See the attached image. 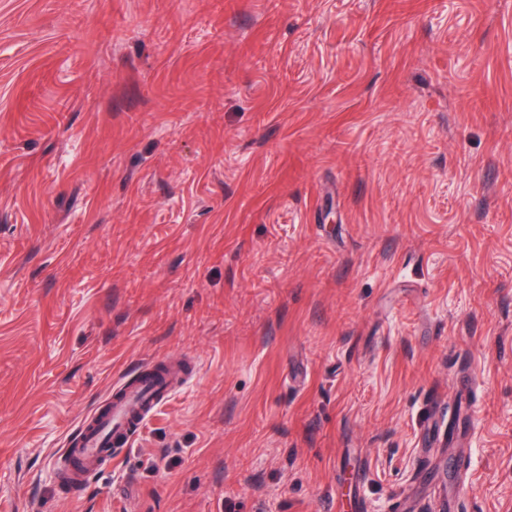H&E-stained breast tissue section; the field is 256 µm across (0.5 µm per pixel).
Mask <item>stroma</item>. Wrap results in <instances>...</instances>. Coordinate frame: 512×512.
<instances>
[{"label": "stroma", "mask_w": 512, "mask_h": 512, "mask_svg": "<svg viewBox=\"0 0 512 512\" xmlns=\"http://www.w3.org/2000/svg\"><path fill=\"white\" fill-rule=\"evenodd\" d=\"M157 359L187 382L64 491ZM461 399V448L423 445ZM450 481L512 512V0H0V512ZM159 364L170 367L164 375L156 376L155 371L140 375ZM185 375L183 365L160 361L116 382L103 404L88 414L78 431L59 448L58 454L69 463L74 479L82 480L100 471L104 463L119 461L145 418L170 396Z\"/></svg>", "instance_id": "35a3bbf8"}]
</instances>
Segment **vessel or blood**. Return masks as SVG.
<instances>
[{
  "mask_svg": "<svg viewBox=\"0 0 512 512\" xmlns=\"http://www.w3.org/2000/svg\"><path fill=\"white\" fill-rule=\"evenodd\" d=\"M186 375L183 365L171 364L163 375L147 372L116 382L103 404L88 414L78 431L59 449L75 479L101 470L104 463L117 462L130 446L145 418L179 386Z\"/></svg>",
  "mask_w": 512,
  "mask_h": 512,
  "instance_id": "vessel-or-blood-1",
  "label": "vessel or blood"
}]
</instances>
